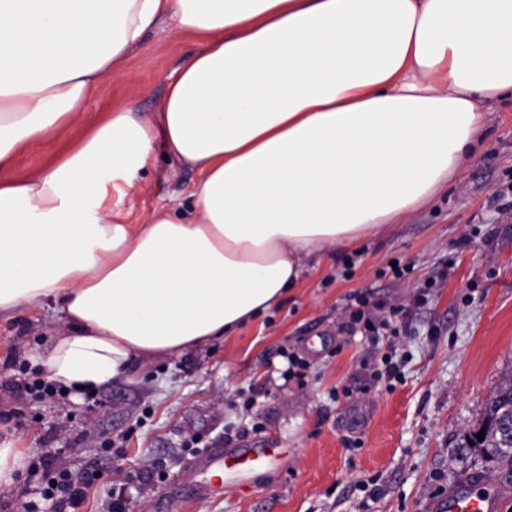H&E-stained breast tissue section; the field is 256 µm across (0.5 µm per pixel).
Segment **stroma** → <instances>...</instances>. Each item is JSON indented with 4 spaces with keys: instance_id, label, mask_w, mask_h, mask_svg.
<instances>
[{
    "instance_id": "obj_1",
    "label": "stroma",
    "mask_w": 512,
    "mask_h": 512,
    "mask_svg": "<svg viewBox=\"0 0 512 512\" xmlns=\"http://www.w3.org/2000/svg\"><path fill=\"white\" fill-rule=\"evenodd\" d=\"M193 48L161 29L120 75L104 78L81 124L23 151L26 173L52 166L109 112L157 109ZM481 143L430 205L357 248L309 262L297 288L223 340L136 364L93 395L26 396L34 352L62 323L53 307L0 318L1 423L27 458L100 472L77 512H431L430 503L480 468L453 453L512 370V98L490 102ZM197 174L157 154L123 204L129 222L186 207ZM405 274L393 275V263ZM382 312L404 306L399 336L350 330L354 298ZM395 346L400 379L373 365ZM302 359L283 377L281 350ZM201 443L190 446L189 436ZM276 449L280 462L246 487H215L205 449Z\"/></svg>"
}]
</instances>
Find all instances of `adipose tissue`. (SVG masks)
<instances>
[{"instance_id": "obj_1", "label": "adipose tissue", "mask_w": 512, "mask_h": 512, "mask_svg": "<svg viewBox=\"0 0 512 512\" xmlns=\"http://www.w3.org/2000/svg\"><path fill=\"white\" fill-rule=\"evenodd\" d=\"M162 24L196 48L161 105L18 172ZM510 94L512 0H0V315L57 304L77 394L223 338L431 204ZM159 151L189 205L129 223Z\"/></svg>"}]
</instances>
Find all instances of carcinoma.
<instances>
[{
  "label": "carcinoma",
  "instance_id": "obj_1",
  "mask_svg": "<svg viewBox=\"0 0 512 512\" xmlns=\"http://www.w3.org/2000/svg\"><path fill=\"white\" fill-rule=\"evenodd\" d=\"M512 424V371L505 373L494 396L487 404L482 423L466 431L457 441L454 454L474 461H482L485 471L498 473V477L512 484V447H506L505 428ZM483 433L484 439L476 438Z\"/></svg>",
  "mask_w": 512,
  "mask_h": 512
}]
</instances>
